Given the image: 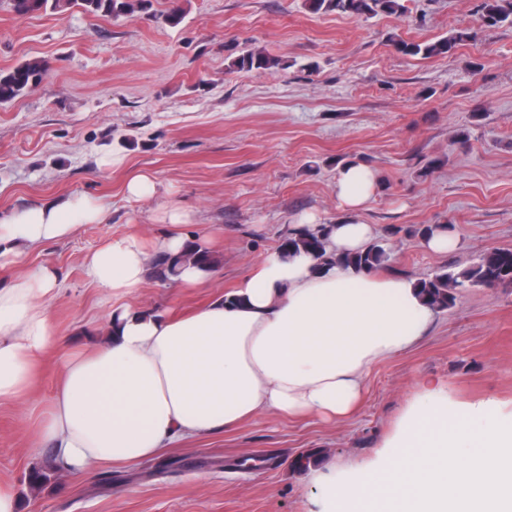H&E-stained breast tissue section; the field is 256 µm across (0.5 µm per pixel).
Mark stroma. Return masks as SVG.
Wrapping results in <instances>:
<instances>
[{
  "label": "stroma",
  "mask_w": 512,
  "mask_h": 512,
  "mask_svg": "<svg viewBox=\"0 0 512 512\" xmlns=\"http://www.w3.org/2000/svg\"><path fill=\"white\" fill-rule=\"evenodd\" d=\"M174 3L182 21L173 27ZM482 3L405 0L402 14L366 18L314 14L305 0H148L111 18L75 8L20 17L0 0V70L47 65L38 85L0 103V215L67 196L110 205L104 223L21 254L0 283L55 266L57 331L69 347H88L106 335L110 304L85 273L86 255L112 236H162L159 215L173 201L211 233L216 272L194 288L148 278L134 301L190 312L276 249L298 215L334 220L342 162L378 174L363 218L379 227L387 272L425 278L512 249V26L488 25ZM456 31L469 38L448 57L390 44ZM249 49L282 64L231 70ZM112 155L119 164L105 165ZM427 164L432 173L420 176ZM135 171L151 175L152 196L127 194ZM434 224L450 225L460 248L423 249L413 230ZM455 295L416 347L372 368L345 422L262 414L83 477L63 475L34 445L63 360L52 353L26 415L0 406V490L17 495L19 512H321L313 473L374 463L421 388L512 409V285ZM302 453L310 467H296ZM34 469L48 480L31 485Z\"/></svg>",
  "instance_id": "35a3bbf8"
}]
</instances>
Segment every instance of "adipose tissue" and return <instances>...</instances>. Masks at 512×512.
I'll use <instances>...</instances> for the list:
<instances>
[{
	"label": "adipose tissue",
	"instance_id": "1",
	"mask_svg": "<svg viewBox=\"0 0 512 512\" xmlns=\"http://www.w3.org/2000/svg\"><path fill=\"white\" fill-rule=\"evenodd\" d=\"M378 188L368 166L336 173L339 213L327 226L335 253L364 248L379 229L362 213ZM104 199L73 196L0 219V269L25 251L107 219ZM171 230L146 246L138 234L106 239L84 261L112 306L107 335L69 352L38 430L57 469L85 475L157 456L180 441L223 433L264 413L339 422L359 408L380 360L413 347L435 311L413 277L320 266L309 254L258 261L223 296L186 315L145 310L131 297L147 282L150 253L209 249L178 203ZM60 291L49 264L0 286V406L25 408L42 358L64 346L50 318Z\"/></svg>",
	"mask_w": 512,
	"mask_h": 512
}]
</instances>
